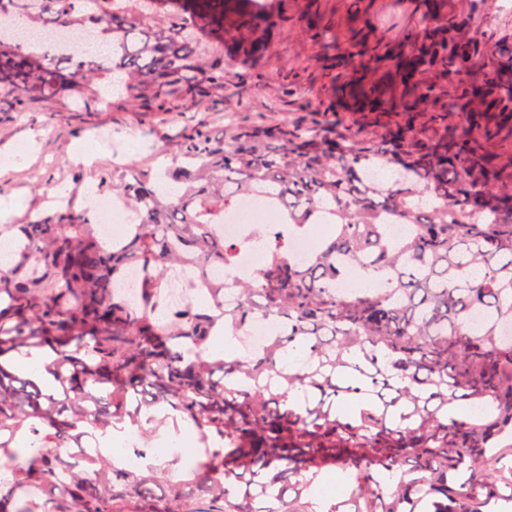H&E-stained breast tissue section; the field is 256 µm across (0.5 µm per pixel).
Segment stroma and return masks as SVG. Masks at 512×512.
<instances>
[{"label": "stroma", "instance_id": "1", "mask_svg": "<svg viewBox=\"0 0 512 512\" xmlns=\"http://www.w3.org/2000/svg\"><path fill=\"white\" fill-rule=\"evenodd\" d=\"M270 10L287 9L288 22L264 32L268 45L258 63L239 57L224 62V96L200 112L205 126L219 129L228 116L265 117L276 122L323 124L332 130L385 134L403 114L372 113L336 90L335 59L365 46L378 47L381 59L369 63L376 82H383L403 51L418 48L423 40L420 22L423 0H266ZM448 16L461 17L478 33L480 70L500 66L499 44L512 39V11L491 10L484 0H444ZM336 39L325 52L322 36ZM420 82L433 90L431 108L447 114L456 126L462 115L448 109L467 73L447 74L442 68L422 71ZM185 125L182 113L162 101L136 108L100 83L95 96L84 100L67 95L55 104L41 99L18 102L15 95L0 96V199H21L22 209L12 221L23 224L49 213L48 196L59 189L112 198L104 178L114 162L148 165L152 156L172 151L175 133ZM97 152L92 166L72 158L75 143Z\"/></svg>", "mask_w": 512, "mask_h": 512}]
</instances>
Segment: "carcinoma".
I'll use <instances>...</instances> for the list:
<instances>
[{"instance_id": "cac0c4a2", "label": "carcinoma", "mask_w": 512, "mask_h": 512, "mask_svg": "<svg viewBox=\"0 0 512 512\" xmlns=\"http://www.w3.org/2000/svg\"><path fill=\"white\" fill-rule=\"evenodd\" d=\"M433 19L425 51L397 63L395 110L427 113L421 68L459 73L478 55L462 23ZM279 25L263 0H0V89L92 96L121 74L130 102L171 96L196 113L224 93L228 40ZM336 68L377 104L366 68ZM448 109L469 126L432 138L411 118L380 136L259 122L182 135L164 174L112 173L138 220L118 249L90 205L0 224L14 241L0 268V512H509L512 186L493 145L512 136V74L487 72ZM251 196L292 230H333L302 263L269 239L226 301L211 271L236 247L218 224ZM389 224L410 231L391 243ZM342 260L386 286L336 292ZM184 265L175 303L170 271ZM130 269L134 301L116 285ZM199 293L206 310L188 301ZM256 317L288 330L249 356L211 353ZM34 356L44 371L23 372ZM168 419L201 448L178 483L99 448ZM333 470L352 492L318 507L311 486Z\"/></svg>"}]
</instances>
